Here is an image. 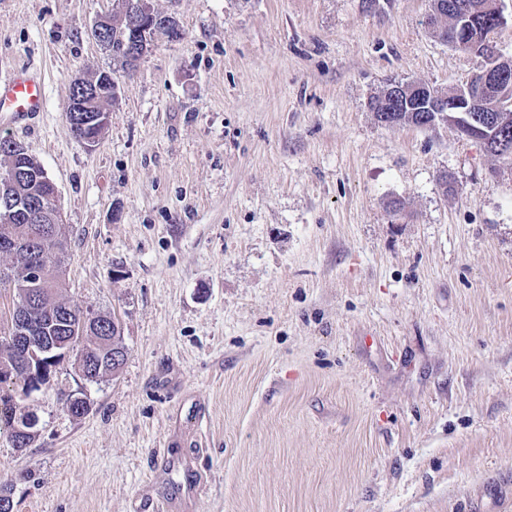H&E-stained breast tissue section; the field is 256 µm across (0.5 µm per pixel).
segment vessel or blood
<instances>
[{
    "mask_svg": "<svg viewBox=\"0 0 512 512\" xmlns=\"http://www.w3.org/2000/svg\"><path fill=\"white\" fill-rule=\"evenodd\" d=\"M46 104L45 83L41 73L18 67L0 77V120L17 123L43 111Z\"/></svg>",
    "mask_w": 512,
    "mask_h": 512,
    "instance_id": "1",
    "label": "vessel or blood"
}]
</instances>
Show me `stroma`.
Wrapping results in <instances>:
<instances>
[{
  "label": "stroma",
  "mask_w": 512,
  "mask_h": 512,
  "mask_svg": "<svg viewBox=\"0 0 512 512\" xmlns=\"http://www.w3.org/2000/svg\"><path fill=\"white\" fill-rule=\"evenodd\" d=\"M113 2L0 0V75L47 96L0 136L58 188L65 296L128 350L57 365L27 451L0 433L15 512H512V161L368 108L482 59L430 0H154L183 36L126 73L91 35ZM98 70L88 147L65 112ZM110 75L106 73L104 80L103 77L98 79V76H94L93 81L89 83L90 80H88V76L85 75H79L72 79V87L75 89L76 97H75V104L74 109L72 112L74 113V122H78L83 126L87 125H93L98 128L105 127L107 125L109 120V114L111 112L110 108L112 106V99L109 96V89L112 85L114 88H112V95H114L115 91V85L113 84L114 81H111L110 84ZM106 81L109 84V88L105 87L107 90V95L104 97L100 104V108H103L104 110H110L108 112H96L97 114L92 115L88 114L86 115L84 112H91L90 109L87 108L86 103H89L92 108H95L97 105L92 102L91 97L85 100L90 95L98 96L102 93L101 87L106 84ZM81 94H84L81 95ZM85 100V102H84Z\"/></svg>",
  "instance_id": "obj_1"
}]
</instances>
